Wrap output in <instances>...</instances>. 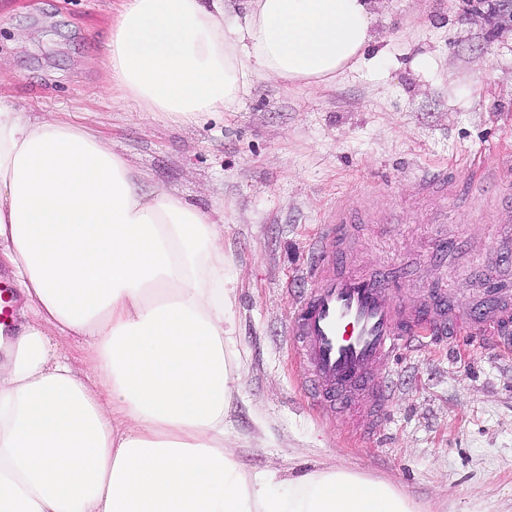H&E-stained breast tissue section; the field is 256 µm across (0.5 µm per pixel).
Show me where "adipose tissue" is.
Wrapping results in <instances>:
<instances>
[{"instance_id":"obj_1","label":"adipose tissue","mask_w":512,"mask_h":512,"mask_svg":"<svg viewBox=\"0 0 512 512\" xmlns=\"http://www.w3.org/2000/svg\"><path fill=\"white\" fill-rule=\"evenodd\" d=\"M379 0H123L109 80L193 121L258 75L317 87L388 60ZM92 131L0 101V263L22 297L0 354V512H422L344 466L244 470L224 446L243 377L226 339L224 224L144 191ZM87 341L82 365L51 339Z\"/></svg>"}]
</instances>
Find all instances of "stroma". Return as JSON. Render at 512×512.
<instances>
[{"label": "stroma", "instance_id": "stroma-1", "mask_svg": "<svg viewBox=\"0 0 512 512\" xmlns=\"http://www.w3.org/2000/svg\"><path fill=\"white\" fill-rule=\"evenodd\" d=\"M119 5L0 0V97L24 117L91 129L146 174V190L223 210L230 347L243 362L225 446L250 472L345 464L424 512H512V353L476 336L403 352L391 406L357 441L307 404L288 334L291 294L309 286L307 242L339 200L373 197L376 220L354 227L356 259L399 268L412 299L447 286L467 311L490 279L512 281V238L501 234L512 213L475 233L465 210L512 194V0H388L387 67L317 90L263 76L196 123L113 92L104 45ZM438 171L467 194L421 210L416 180Z\"/></svg>", "mask_w": 512, "mask_h": 512}]
</instances>
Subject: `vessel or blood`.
<instances>
[{
  "label": "vessel or blood",
  "mask_w": 512,
  "mask_h": 512,
  "mask_svg": "<svg viewBox=\"0 0 512 512\" xmlns=\"http://www.w3.org/2000/svg\"><path fill=\"white\" fill-rule=\"evenodd\" d=\"M420 201L434 203L451 192L446 175L423 174ZM373 209L353 214L337 204L325 231L310 240L307 275L311 286L294 302L289 329L296 343L299 383L309 403L326 418H351L359 434L372 433L392 403L391 383L377 378L408 344L423 346L457 336H480L490 344H512V285L490 282L472 313L459 311L447 289L427 300L403 298L392 270L360 269L348 248L355 221H369Z\"/></svg>",
  "instance_id": "obj_1"
}]
</instances>
